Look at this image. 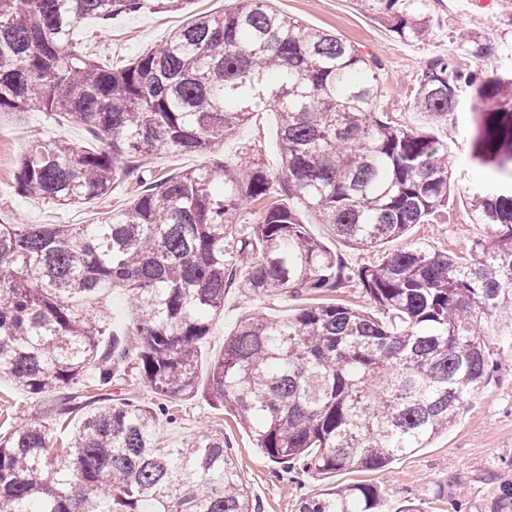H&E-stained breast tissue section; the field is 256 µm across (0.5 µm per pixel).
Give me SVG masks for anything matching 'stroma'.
<instances>
[{
	"mask_svg": "<svg viewBox=\"0 0 512 512\" xmlns=\"http://www.w3.org/2000/svg\"><path fill=\"white\" fill-rule=\"evenodd\" d=\"M237 0H188L183 9L157 12L149 8L110 22L86 18L72 38L83 52L116 67L127 64L154 44L164 41L175 28L199 14L234 10ZM271 8L299 19L304 25L330 31L354 45L379 66L380 96L377 107L398 124L413 130L430 129L452 151L451 181L455 188L452 219L438 224H418L407 240H392L382 248L355 250L331 233L317 213L299 209L298 214L314 237L346 264L358 266L377 260L380 252L403 247L405 241L440 252L468 255L474 240L483 238V225L469 223L466 192L486 180L488 169L471 161L466 141L455 138L456 127L472 131L470 112L457 115L456 123L433 128L414 107L411 90L420 67L434 56L458 50L456 34L472 30L495 43L499 62L512 66V25L501 11L500 0H431L433 33L423 43L395 38L373 17L361 12L355 0H271ZM64 138L92 147L96 140L82 126L60 117H48L39 105L0 118V223L1 224H97L128 207L140 192L138 177L159 176L201 168L216 161L250 166L258 162L269 174L280 167L278 117L261 112L227 139L216 142L206 154H150L135 158L136 172L117 182L106 198L78 208L58 209L39 200L19 196L14 189V165L31 141ZM309 295L254 297L239 288L226 289L224 308L213 319L202 345L199 382H206L211 364L224 352V337L245 313L285 317L309 303ZM495 369L461 411L456 424L428 447L400 457L380 470L348 469L321 482L288 475L284 465L264 458L249 433L223 408L210 405L202 396L174 401L173 418L162 419V442L177 444L204 432L223 435L232 450L243 481L256 499L260 512H296L301 496H314L325 486L365 483L377 486L386 512H403L415 504L422 512H512L502 495L512 485V322L501 324L490 337ZM43 399L15 388L0 376V435L19 426L25 416L40 413Z\"/></svg>",
	"mask_w": 512,
	"mask_h": 512,
	"instance_id": "stroma-1",
	"label": "stroma"
}]
</instances>
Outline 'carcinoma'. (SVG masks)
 Segmentation results:
<instances>
[{"label": "carcinoma", "instance_id": "1", "mask_svg": "<svg viewBox=\"0 0 512 512\" xmlns=\"http://www.w3.org/2000/svg\"><path fill=\"white\" fill-rule=\"evenodd\" d=\"M239 0L113 69L72 40L110 20L184 0H0V117L32 103L87 128L97 148L37 141L15 191L58 208L107 197L140 153H202L251 115L279 117L282 167L222 162L141 180L100 224H0V375L49 401L0 437V500L12 512H258L224 436L175 446L156 426L198 394V357L232 284L256 297L324 296L349 284L366 308L312 302L284 319L248 315L224 339L204 398L231 411L255 447L293 474L380 469L448 431L492 370L489 337L512 320V68L475 31L429 59L411 95L446 122L470 101L471 159L492 175L467 216L487 239L469 257L410 242L373 264L343 263L311 237L288 194L353 247L404 238L449 206L448 145L376 111L377 63L336 35ZM394 37L429 35V0H355ZM265 206L253 221L245 205ZM125 289L138 383L157 395L112 401L129 355L105 297ZM78 418L63 446L53 423ZM297 512H381L376 489L328 487Z\"/></svg>", "mask_w": 512, "mask_h": 512}]
</instances>
